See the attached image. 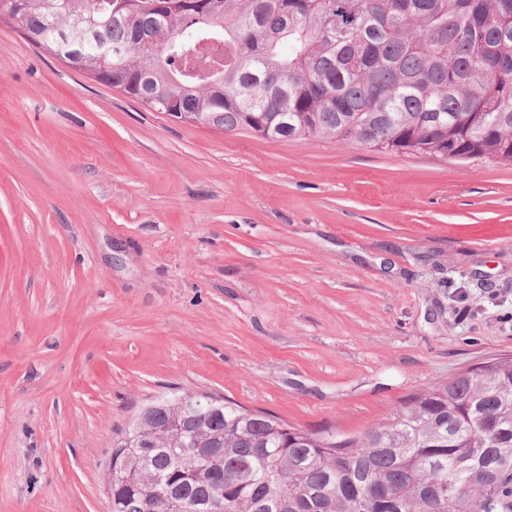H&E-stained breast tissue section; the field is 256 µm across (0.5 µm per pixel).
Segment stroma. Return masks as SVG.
Listing matches in <instances>:
<instances>
[{"label": "stroma", "mask_w": 512, "mask_h": 512, "mask_svg": "<svg viewBox=\"0 0 512 512\" xmlns=\"http://www.w3.org/2000/svg\"><path fill=\"white\" fill-rule=\"evenodd\" d=\"M512 357V166L147 109L0 21V512H108L140 407L360 433Z\"/></svg>", "instance_id": "1"}]
</instances>
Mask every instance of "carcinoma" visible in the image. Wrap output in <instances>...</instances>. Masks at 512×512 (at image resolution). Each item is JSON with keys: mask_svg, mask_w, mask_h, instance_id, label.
I'll list each match as a JSON object with an SVG mask.
<instances>
[{"mask_svg": "<svg viewBox=\"0 0 512 512\" xmlns=\"http://www.w3.org/2000/svg\"><path fill=\"white\" fill-rule=\"evenodd\" d=\"M5 16L154 112L512 165V0H0ZM106 484L112 512H207L213 491L224 512H512V359L355 435L167 396L113 439Z\"/></svg>", "mask_w": 512, "mask_h": 512, "instance_id": "carcinoma-1", "label": "carcinoma"}]
</instances>
